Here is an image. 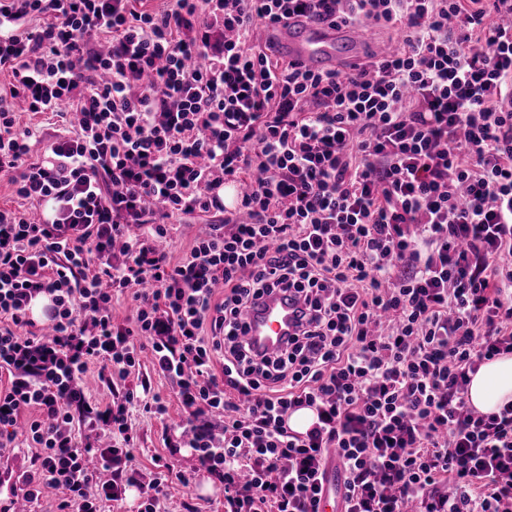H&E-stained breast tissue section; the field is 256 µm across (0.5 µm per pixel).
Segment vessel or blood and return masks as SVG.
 I'll use <instances>...</instances> for the list:
<instances>
[{
    "label": "vessel or blood",
    "mask_w": 512,
    "mask_h": 512,
    "mask_svg": "<svg viewBox=\"0 0 512 512\" xmlns=\"http://www.w3.org/2000/svg\"><path fill=\"white\" fill-rule=\"evenodd\" d=\"M266 35L288 61L312 70L354 64L355 50L364 39L361 29L318 24L303 16L268 28ZM300 309L296 299L278 291L258 299L246 315L249 344L266 355L282 349L296 328Z\"/></svg>",
    "instance_id": "vessel-or-blood-1"
}]
</instances>
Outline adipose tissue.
Here are the masks:
<instances>
[{
    "label": "adipose tissue",
    "instance_id": "ef3b65f1",
    "mask_svg": "<svg viewBox=\"0 0 512 512\" xmlns=\"http://www.w3.org/2000/svg\"><path fill=\"white\" fill-rule=\"evenodd\" d=\"M466 399L473 408L487 414L512 404V354L483 363L471 377Z\"/></svg>",
    "mask_w": 512,
    "mask_h": 512
}]
</instances>
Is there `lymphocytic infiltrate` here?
I'll return each instance as SVG.
<instances>
[{
	"label": "lymphocytic infiltrate",
	"instance_id": "obj_1",
	"mask_svg": "<svg viewBox=\"0 0 512 512\" xmlns=\"http://www.w3.org/2000/svg\"><path fill=\"white\" fill-rule=\"evenodd\" d=\"M300 15L401 42L350 72L274 61L258 30ZM21 111L68 129L32 157ZM2 174L39 210L0 209V455L26 421V500L123 501L129 409L168 403L82 381L126 380L147 350L184 414L167 445L223 483L224 512H319L332 458L343 512H512V404L466 400L512 353V0H0ZM209 214L172 260L169 224ZM276 289L306 323L261 356L244 314ZM303 405L317 423L288 432Z\"/></svg>",
	"mask_w": 512,
	"mask_h": 512
}]
</instances>
